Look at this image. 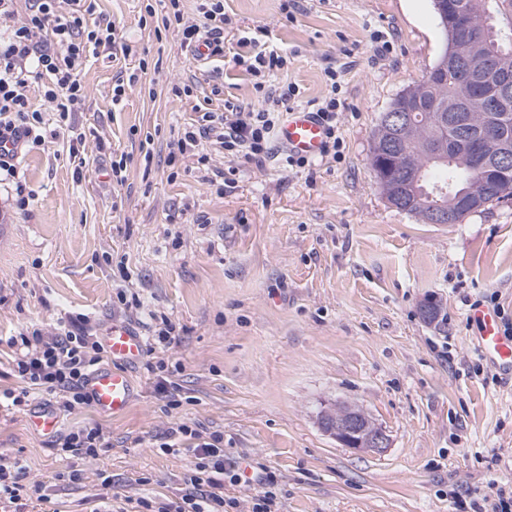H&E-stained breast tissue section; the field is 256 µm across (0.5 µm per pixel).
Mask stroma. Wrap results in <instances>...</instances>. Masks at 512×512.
I'll list each match as a JSON object with an SVG mask.
<instances>
[{"instance_id": "obj_1", "label": "stroma", "mask_w": 512, "mask_h": 512, "mask_svg": "<svg viewBox=\"0 0 512 512\" xmlns=\"http://www.w3.org/2000/svg\"><path fill=\"white\" fill-rule=\"evenodd\" d=\"M141 5L96 2L94 21L112 22L121 45L84 62L87 97L72 115L82 159L62 138L27 148L26 202L0 187V390L20 386L6 338L34 324L84 314L97 336L122 322L148 341L165 317L175 338L127 365L124 415L60 416L62 432L102 429L96 458L57 455L30 426L51 395L0 412V454L27 467L21 512L179 500L196 442L161 445L182 424L223 432L225 458L271 474L275 512H457L490 481L512 486V378L483 359L467 318L489 302L512 317V201L426 224L388 203L370 165L381 113L443 48L431 0H224L223 52L204 64L177 26L141 23ZM259 28L286 60L268 86L294 91L298 108L335 92L341 159L259 167L204 139L168 165L204 112L263 106L235 60ZM191 79L192 96L173 94ZM101 139L127 160L122 184ZM430 297L443 325L419 316ZM337 403L362 407L389 448L357 452L325 433L317 414ZM73 470L80 481H65Z\"/></svg>"}]
</instances>
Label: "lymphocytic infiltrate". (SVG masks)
Listing matches in <instances>:
<instances>
[{
  "instance_id": "1",
  "label": "lymphocytic infiltrate",
  "mask_w": 512,
  "mask_h": 512,
  "mask_svg": "<svg viewBox=\"0 0 512 512\" xmlns=\"http://www.w3.org/2000/svg\"><path fill=\"white\" fill-rule=\"evenodd\" d=\"M14 0H0V178L16 181L14 164L24 147L43 145L69 134L71 156H78L86 136L75 131L72 112L86 99L81 66L87 54L115 48L118 33L112 24H89L87 17L95 10L94 0H27L22 20H14ZM181 0H167L164 15H157L153 4H146L148 17H160L163 25L177 24L181 44L195 48L202 35L213 42L224 37V0H198L197 12L202 23L187 20ZM240 45L249 53L238 56L246 71L255 79L257 91H264L265 77L283 68L284 58L259 39L244 36ZM49 78L52 85L45 92L47 102L57 112V129L46 131L38 112L28 107L26 87L31 80ZM289 98L282 95L260 110L206 112L201 123L186 128L170 153L179 158L194 151L199 140L215 137L227 155L263 164L272 155V135ZM84 317L71 319L67 329L50 332L36 327L10 338L13 371L21 381L20 389L0 391V409L20 410L33 395H52L57 410L72 413L89 406L86 380L102 360L103 347L97 336L86 329ZM104 443L99 427H82L56 436L52 447L60 455L97 456ZM197 473L190 477V492L179 501L159 506L157 512H224V435L215 431L196 444Z\"/></svg>"
}]
</instances>
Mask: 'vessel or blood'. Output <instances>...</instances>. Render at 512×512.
Masks as SVG:
<instances>
[{"mask_svg":"<svg viewBox=\"0 0 512 512\" xmlns=\"http://www.w3.org/2000/svg\"><path fill=\"white\" fill-rule=\"evenodd\" d=\"M276 139L289 154L314 159L323 152L326 129L316 113L292 109L285 113ZM468 318L478 329L476 342L481 355L500 369L512 373V336L503 332L498 313L480 306L472 308ZM103 342L112 364L91 372L86 390L96 410L116 417L127 411L132 398V382L125 366L141 358L145 342L137 333L119 323L106 331Z\"/></svg>","mask_w":512,"mask_h":512,"instance_id":"obj_1","label":"vessel or blood"}]
</instances>
